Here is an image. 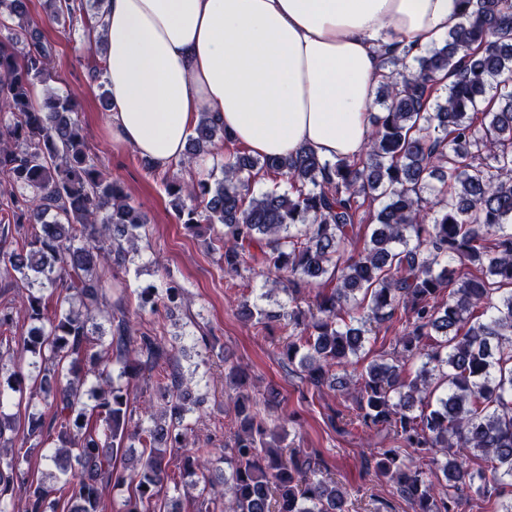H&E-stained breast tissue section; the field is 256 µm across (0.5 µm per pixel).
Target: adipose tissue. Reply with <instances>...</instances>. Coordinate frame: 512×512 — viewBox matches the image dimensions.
I'll return each mask as SVG.
<instances>
[{"mask_svg":"<svg viewBox=\"0 0 512 512\" xmlns=\"http://www.w3.org/2000/svg\"><path fill=\"white\" fill-rule=\"evenodd\" d=\"M460 19L456 0H107L87 40L107 47L113 139L165 170L201 112L253 155H361L380 48H428Z\"/></svg>","mask_w":512,"mask_h":512,"instance_id":"adipose-tissue-1","label":"adipose tissue"}]
</instances>
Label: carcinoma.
Returning a JSON list of instances; mask_svg holds the SVG:
<instances>
[{
    "mask_svg": "<svg viewBox=\"0 0 512 512\" xmlns=\"http://www.w3.org/2000/svg\"><path fill=\"white\" fill-rule=\"evenodd\" d=\"M102 2L46 0V10L71 27L104 15ZM458 2L462 22L442 43L383 58L389 74L360 157L231 151L202 112L177 163L189 179L163 183L186 229L224 225L225 272L259 271L265 297L284 283L291 303L313 295L308 314L245 298L236 314L263 330L288 317L281 362L307 392L346 397L350 423L390 440L373 449L376 479L412 512H458L465 489L496 492L492 512H512V0ZM0 25V279L30 324L9 335L13 307H0V346L18 350L9 365L0 352V512H102L108 484L127 486L115 512H349L350 492L321 453L285 444L279 393L257 400L235 365L224 368L231 432L210 468L209 442L186 423L205 397L187 387L183 347L137 323L182 307L184 289L167 272L129 306L118 276L145 219L91 156L74 99L33 97L53 46L26 0H0ZM444 70L458 73L446 87L435 79ZM204 158L212 166L193 172ZM261 177L273 187L256 194ZM382 324L392 348L365 364ZM135 380L161 417L137 403ZM13 402L24 418L5 412ZM136 413L148 424L131 433ZM20 429L44 450L39 476L12 449ZM171 487L186 508L166 510Z\"/></svg>",
    "mask_w": 512,
    "mask_h": 512,
    "instance_id": "obj_1",
    "label": "carcinoma"
}]
</instances>
